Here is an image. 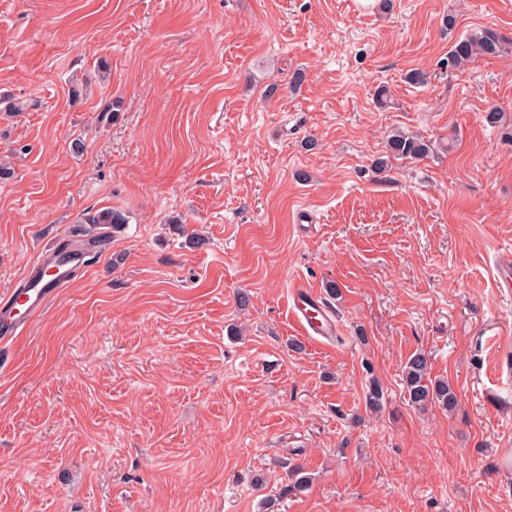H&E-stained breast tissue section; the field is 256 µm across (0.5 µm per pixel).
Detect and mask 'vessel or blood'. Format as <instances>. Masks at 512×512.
Returning <instances> with one entry per match:
<instances>
[{
  "label": "vessel or blood",
  "instance_id": "vessel-or-blood-1",
  "mask_svg": "<svg viewBox=\"0 0 512 512\" xmlns=\"http://www.w3.org/2000/svg\"><path fill=\"white\" fill-rule=\"evenodd\" d=\"M82 261V255L76 253L54 255L51 276H44L40 269H33L20 288L0 299L1 344L13 341L24 332L29 319L44 311L57 291L67 285L69 271ZM289 313L304 335L327 337L337 332L334 311L305 281L293 282Z\"/></svg>",
  "mask_w": 512,
  "mask_h": 512
}]
</instances>
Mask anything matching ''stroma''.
Returning a JSON list of instances; mask_svg holds the SVG:
<instances>
[{"label":"stroma","mask_w":512,"mask_h":512,"mask_svg":"<svg viewBox=\"0 0 512 512\" xmlns=\"http://www.w3.org/2000/svg\"><path fill=\"white\" fill-rule=\"evenodd\" d=\"M485 27L512 0H0V294L127 217L0 349V512H512V49L446 67ZM397 131L433 151L378 173ZM418 351L454 412L409 404ZM81 224H92L95 230H99L93 236V241L108 239L119 232L120 229L126 224V218L123 214L114 210H101L91 214L81 221ZM291 288L289 313L301 332L306 336H334L336 316L331 307L305 281H294Z\"/></svg>","instance_id":"35a3bbf8"}]
</instances>
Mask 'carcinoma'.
Wrapping results in <instances>:
<instances>
[{"mask_svg": "<svg viewBox=\"0 0 512 512\" xmlns=\"http://www.w3.org/2000/svg\"><path fill=\"white\" fill-rule=\"evenodd\" d=\"M512 44L501 32L485 28L455 40L448 51V68L458 69L477 56H497ZM432 150L431 143L414 135L396 133L389 137V156L404 159H422ZM97 230L95 240L108 239L120 231L126 218L114 210H101L83 219ZM403 382L409 403L418 409L437 405L454 412L459 405L456 389L444 378L430 376L429 360L422 352L411 355L403 367Z\"/></svg>", "mask_w": 512, "mask_h": 512, "instance_id": "obj_1", "label": "carcinoma"}]
</instances>
